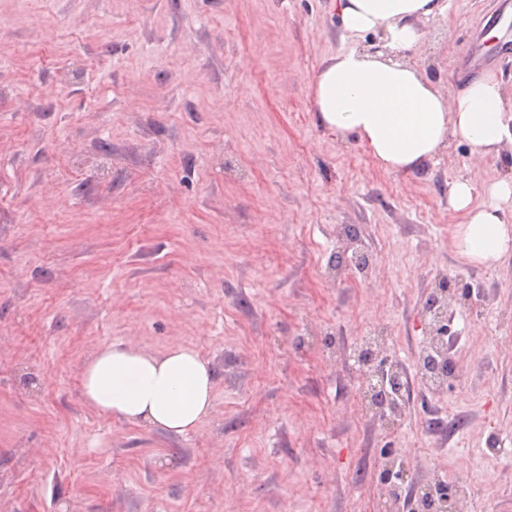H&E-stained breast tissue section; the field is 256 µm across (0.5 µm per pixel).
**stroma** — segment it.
<instances>
[{"label":"stroma","mask_w":512,"mask_h":512,"mask_svg":"<svg viewBox=\"0 0 512 512\" xmlns=\"http://www.w3.org/2000/svg\"><path fill=\"white\" fill-rule=\"evenodd\" d=\"M400 61L444 92L491 71L512 115L498 0H447ZM345 36L333 0H0V512H392L385 473L512 512V257L464 260L448 190L512 176V142L449 139L380 168L318 125ZM460 380L416 374L438 281ZM387 327L409 396L361 403L359 337ZM196 347L211 416L173 436L94 412L96 349ZM439 292L441 295V304H439L438 299L436 303L433 302V294H430L426 302L427 311L433 321L432 330L430 331L431 336H442L445 327L444 322L448 320V307L451 306L453 302L466 305V293L459 279L455 280L453 284L440 286Z\"/></svg>","instance_id":"1"}]
</instances>
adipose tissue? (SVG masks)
<instances>
[{
	"label": "adipose tissue",
	"instance_id": "1",
	"mask_svg": "<svg viewBox=\"0 0 512 512\" xmlns=\"http://www.w3.org/2000/svg\"><path fill=\"white\" fill-rule=\"evenodd\" d=\"M336 8L349 35L379 32L388 48L407 52L421 40V21L447 5L445 0H336ZM311 96L323 128L357 135L391 172L418 169L451 137L480 155L512 139L503 85L492 72L447 97L415 67L349 48L322 66ZM484 193L480 203L470 181L452 184L449 203L462 219L451 238L469 261L492 264L512 256V225L504 218L505 205L512 204V178L491 182ZM81 384L86 404L98 414L174 434L199 430L213 410V372L190 345L163 352L102 345L86 363Z\"/></svg>",
	"mask_w": 512,
	"mask_h": 512
}]
</instances>
